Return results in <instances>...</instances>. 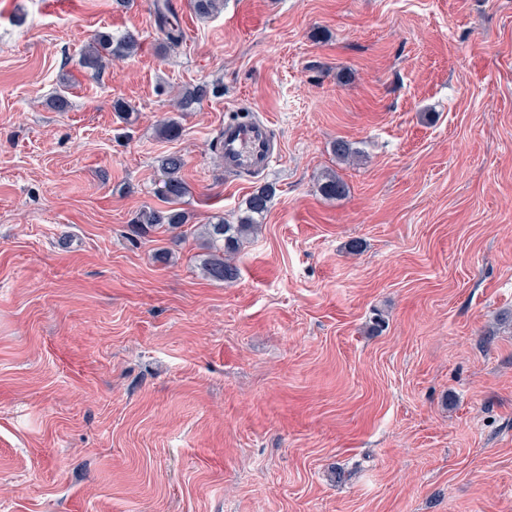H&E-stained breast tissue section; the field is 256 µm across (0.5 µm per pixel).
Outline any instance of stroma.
<instances>
[{
  "label": "stroma",
  "mask_w": 512,
  "mask_h": 512,
  "mask_svg": "<svg viewBox=\"0 0 512 512\" xmlns=\"http://www.w3.org/2000/svg\"><path fill=\"white\" fill-rule=\"evenodd\" d=\"M171 2L175 48L156 0H0V512H512V0ZM242 111L267 173L211 148ZM169 153L189 220L145 232ZM156 13L160 28L163 29L167 40L173 44L179 43L183 36L169 0H164L162 4L157 5ZM138 47V39L134 33L127 32L114 44L112 37L98 34L85 49L81 57V65L94 74L101 73L105 68L112 67L113 61L131 57ZM275 188L265 185L254 191L245 201L242 214L236 224H229L224 217L205 224L202 236L206 240L208 253L201 264L203 275L217 282L231 281L238 276L234 255L241 243L255 233L260 222L258 218L268 212Z\"/></svg>",
  "instance_id": "35a3bbf8"
}]
</instances>
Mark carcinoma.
I'll return each mask as SVG.
<instances>
[{
	"instance_id": "1",
	"label": "carcinoma",
	"mask_w": 512,
	"mask_h": 512,
	"mask_svg": "<svg viewBox=\"0 0 512 512\" xmlns=\"http://www.w3.org/2000/svg\"><path fill=\"white\" fill-rule=\"evenodd\" d=\"M224 7V0H194L195 12L208 17ZM157 17L160 28L163 29L167 40L177 44L182 39V32L169 0L157 5ZM138 47V39L133 33H126L118 40H112L107 34L97 35L93 42L85 49L81 57V65L86 69L99 74L102 70L112 66L115 60H124L131 57ZM332 152L342 161L349 162L359 155L353 143L343 138L333 142ZM184 161L177 154H167L160 158L159 169L162 174L161 186L158 194L165 202L172 205L168 210L147 208L140 211L137 224L150 229L167 226L176 229L187 223V213L175 207L187 194L188 187L182 178L181 171ZM345 182L335 173L323 176L319 184V191L326 197L336 198L346 193ZM275 188L265 185L254 191L245 201L242 214L237 223L229 224L224 218L204 225L202 236L206 240L208 253L201 264L203 275L213 281H231L238 276V267L234 264V255L241 243L259 226V218L268 212Z\"/></svg>"
}]
</instances>
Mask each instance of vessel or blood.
Returning <instances> with one entry per match:
<instances>
[{
  "instance_id": "b4317fda",
  "label": "vessel or blood",
  "mask_w": 512,
  "mask_h": 512,
  "mask_svg": "<svg viewBox=\"0 0 512 512\" xmlns=\"http://www.w3.org/2000/svg\"><path fill=\"white\" fill-rule=\"evenodd\" d=\"M219 144L226 168L239 173L264 170L275 154L270 124L265 120H225Z\"/></svg>"
}]
</instances>
